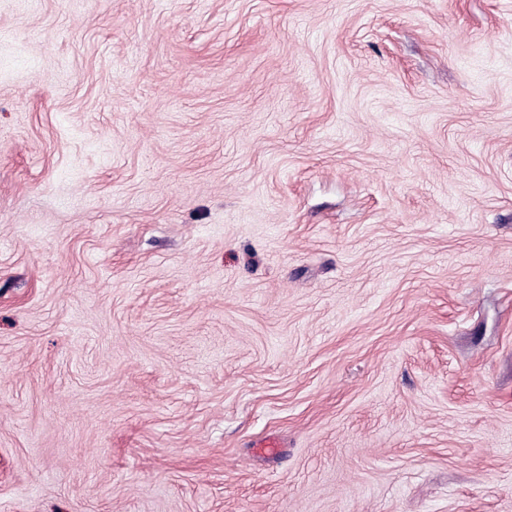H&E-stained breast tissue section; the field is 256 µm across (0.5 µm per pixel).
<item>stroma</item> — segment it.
Listing matches in <instances>:
<instances>
[{"mask_svg":"<svg viewBox=\"0 0 512 512\" xmlns=\"http://www.w3.org/2000/svg\"><path fill=\"white\" fill-rule=\"evenodd\" d=\"M0 512H512V0H0Z\"/></svg>","mask_w":512,"mask_h":512,"instance_id":"1","label":"stroma"}]
</instances>
